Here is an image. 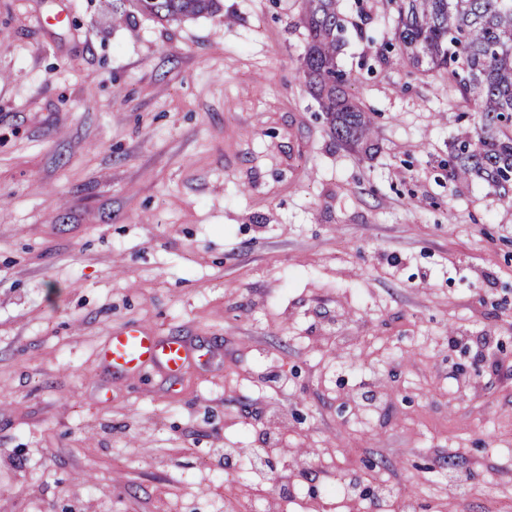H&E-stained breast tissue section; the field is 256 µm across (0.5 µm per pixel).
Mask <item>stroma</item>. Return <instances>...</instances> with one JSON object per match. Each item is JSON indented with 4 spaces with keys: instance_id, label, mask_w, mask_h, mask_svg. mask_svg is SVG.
Wrapping results in <instances>:
<instances>
[{
    "instance_id": "1",
    "label": "stroma",
    "mask_w": 512,
    "mask_h": 512,
    "mask_svg": "<svg viewBox=\"0 0 512 512\" xmlns=\"http://www.w3.org/2000/svg\"><path fill=\"white\" fill-rule=\"evenodd\" d=\"M223 3L0 0V512H512V192L448 177L468 103L337 0L348 146L303 0ZM130 322L215 356L112 374ZM222 0H113L112 19L129 17L128 5L133 11L158 21H174L180 18L212 15L223 9ZM302 23L306 31L301 72L335 137L359 146L372 134L360 103L349 93L354 76L342 69L337 56L348 34L346 18L336 0H305Z\"/></svg>"
}]
</instances>
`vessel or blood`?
<instances>
[{"mask_svg": "<svg viewBox=\"0 0 512 512\" xmlns=\"http://www.w3.org/2000/svg\"><path fill=\"white\" fill-rule=\"evenodd\" d=\"M105 365L113 373L132 375L151 364L164 366L170 373H178L188 359L184 342L176 337L158 340L135 324L126 325L113 333L101 351Z\"/></svg>", "mask_w": 512, "mask_h": 512, "instance_id": "b4317fda", "label": "vessel or blood"}]
</instances>
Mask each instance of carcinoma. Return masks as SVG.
<instances>
[{"instance_id": "obj_1", "label": "carcinoma", "mask_w": 512, "mask_h": 512, "mask_svg": "<svg viewBox=\"0 0 512 512\" xmlns=\"http://www.w3.org/2000/svg\"><path fill=\"white\" fill-rule=\"evenodd\" d=\"M396 13L400 53L424 72L448 76L475 103L474 135L448 147V175L479 177L492 187L512 189V0H388ZM222 0H112V19L135 11L158 21L212 15ZM306 31L301 72L335 137L359 146L371 127L349 93L354 76L337 56L348 34L336 0H305Z\"/></svg>"}]
</instances>
